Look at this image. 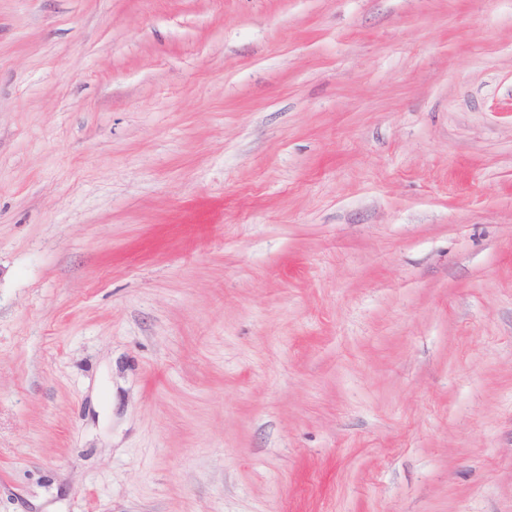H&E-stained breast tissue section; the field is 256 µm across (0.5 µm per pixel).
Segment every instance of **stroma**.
I'll list each match as a JSON object with an SVG mask.
<instances>
[{
	"instance_id": "stroma-1",
	"label": "stroma",
	"mask_w": 512,
	"mask_h": 512,
	"mask_svg": "<svg viewBox=\"0 0 512 512\" xmlns=\"http://www.w3.org/2000/svg\"><path fill=\"white\" fill-rule=\"evenodd\" d=\"M0 512H512V0H0Z\"/></svg>"
}]
</instances>
